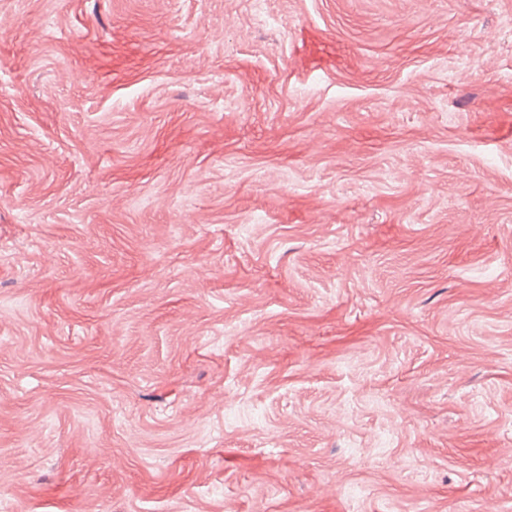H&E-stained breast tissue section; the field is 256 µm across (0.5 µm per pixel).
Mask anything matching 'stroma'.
I'll return each instance as SVG.
<instances>
[{"label":"stroma","mask_w":512,"mask_h":512,"mask_svg":"<svg viewBox=\"0 0 512 512\" xmlns=\"http://www.w3.org/2000/svg\"><path fill=\"white\" fill-rule=\"evenodd\" d=\"M0 0V512H512V0Z\"/></svg>","instance_id":"obj_1"}]
</instances>
